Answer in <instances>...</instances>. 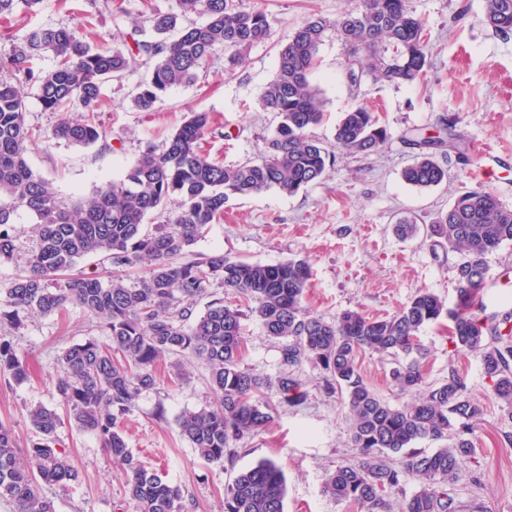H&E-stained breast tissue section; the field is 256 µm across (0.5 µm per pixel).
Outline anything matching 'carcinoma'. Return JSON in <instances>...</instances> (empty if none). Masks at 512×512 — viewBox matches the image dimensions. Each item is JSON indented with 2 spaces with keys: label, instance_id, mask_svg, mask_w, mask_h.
<instances>
[{
  "label": "carcinoma",
  "instance_id": "obj_1",
  "mask_svg": "<svg viewBox=\"0 0 512 512\" xmlns=\"http://www.w3.org/2000/svg\"><path fill=\"white\" fill-rule=\"evenodd\" d=\"M40 2L0 0V16L20 9L31 12ZM484 7L495 32L512 34V0H484ZM192 14L204 21H190ZM146 23L150 36L137 24L119 47L88 45L81 36L82 23L32 28L21 42L0 50V262L14 257L20 215L32 224L36 239L26 274L0 297V324L18 328L28 316L62 314L71 306L98 320L107 341L89 338L65 348L59 357L65 375L55 391L76 428L94 433L112 454L139 512L186 509L182 487L147 469L121 431L138 397L159 384V358L189 354L208 369L217 405L185 410L176 419L180 435L200 458L231 460L234 442L270 425L273 408L264 389L271 380L241 367L249 313L267 336L281 342L283 364L319 369L326 393L343 400L359 460L341 463L326 476L325 495L354 503L361 512H392V494L413 482L416 490L404 499L401 512H459L454 486L472 457V435L483 408L470 398L465 379L454 369L441 383H425L419 333L448 318L455 349L479 359L512 420V314L500 320L478 315L488 256L512 242V210L489 192L465 190L426 227L427 237L445 240L460 255L453 308L419 289L385 317L345 309L328 322L305 306L311 270L302 259L267 265L218 252L180 260L210 225L223 219L231 200L272 189L294 195L323 179L333 165L334 156L312 135L325 116L311 74L327 31H336L350 53L351 85L359 86L367 75L413 85L424 82L429 68L423 22L408 0H359L356 9L334 22L311 16L280 44L275 75L260 93L263 109L278 118L260 159L226 166L209 158L201 141L211 128L210 117L192 112L163 151L145 150L122 179L68 204L27 163L33 136L25 122V85L36 86L44 111L67 113L53 129L55 138L90 147L107 143L106 130L93 121L102 106L101 86L122 78L130 58L153 62L150 77L137 86L133 98L137 109L150 111L169 89L195 83L216 50H224L233 66L272 37L265 11L246 7L242 0H175L171 11L153 12ZM45 54L53 57L54 66L43 71L36 60ZM74 105L79 113L71 116ZM387 139V130L361 104L344 112L336 125V144L348 154L374 153ZM416 145L420 152L402 178L418 188L448 180L433 148L465 151L451 128L446 142L427 137ZM168 204L179 210L175 226L149 228V216ZM89 254L101 255L109 265L108 279L97 272H74ZM137 265L146 266V273L126 284L121 273ZM213 284L224 288L223 295L213 298L203 314L193 315L192 301ZM366 351L391 365L394 387L417 392L413 400L393 406L368 386L358 364ZM0 376L17 383L28 379L27 359L2 338ZM277 385L284 401L300 404L302 394L293 377L282 376ZM27 417L37 440L25 460L19 458L11 427L0 422V499L13 502L17 512H56L43 486L66 487L78 480V470L54 448L58 413L38 405ZM424 440L444 445L426 453L416 448ZM285 497L281 468L263 459L227 485L224 512H284Z\"/></svg>",
  "mask_w": 512,
  "mask_h": 512
}]
</instances>
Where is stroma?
I'll use <instances>...</instances> for the list:
<instances>
[{
  "label": "stroma",
  "mask_w": 512,
  "mask_h": 512,
  "mask_svg": "<svg viewBox=\"0 0 512 512\" xmlns=\"http://www.w3.org/2000/svg\"><path fill=\"white\" fill-rule=\"evenodd\" d=\"M244 2L265 8L272 39L254 46L244 63L232 70L224 67L223 51H216L206 77L171 89L149 112L132 103L149 66L144 59L132 60L121 79L108 81L101 89L103 107L97 120L108 134L107 145L79 147L54 139L51 131L59 113L43 111L36 87L26 86V121L38 136L28 154L33 171L52 180L64 201L90 196L119 179L146 148L162 149L189 112L209 113L214 132L206 136L204 148L212 158L228 166L257 159L264 137L277 125L274 114L261 108L258 94L275 74L280 43L309 16L333 20L352 10L357 0ZM171 4L172 0H115L107 8L85 0L84 9L93 15L85 40L94 46L121 45L145 9L165 12ZM410 6L429 40L425 84L368 78L360 86H350L348 53L335 32H327L312 76L326 114L314 134L335 151L334 165L324 179L296 195L269 190L231 201L223 220L211 225L194 245L196 256L221 251L265 264L307 260L312 276L306 304L328 321L348 308L370 316L391 314L419 288L428 289L446 306H455L453 267L458 254L449 251L447 243L435 244L423 235L401 239L395 226L404 217L415 218L422 226L431 224L466 188L490 192L512 210V34L495 33L487 25L484 0H410ZM79 22L69 0H41L35 12L20 11L0 19V46L21 41L35 26ZM358 102L373 110L388 133L384 146L367 156L338 151L334 138L340 116ZM450 126L469 148L468 161H461L455 152L440 151L436 158L448 169L447 183L420 190L404 182L401 173L418 152L416 139L445 136ZM488 265L482 313L499 318L512 311V243L493 252ZM245 327L243 367L273 381L285 374L299 379L302 404H284L273 384L265 391L274 408L272 423L238 442L233 462H205L180 436L175 419L183 410L213 404L206 367L191 356L177 360L167 356L159 363L160 371L171 373L177 361L186 378L139 397L125 419L129 449L147 469L183 488L193 503L191 512H224L225 487L239 471L264 458L276 461L285 474V512H356L321 492L327 472L358 457L341 398L325 394L318 369L307 364L284 366L279 342L265 335L256 318H248ZM97 333L95 320L76 308L64 317L34 316L18 329L0 331V337L10 340L31 364L27 381L0 377V421L12 426L18 450H26L35 438L28 409L59 405L54 386L61 351ZM420 340L427 383L442 382L449 369H456L470 397L483 408L472 436L473 457L456 486L458 500L483 512H512V445L503 440L512 433V421L505 418L478 359L455 350L447 321L425 326ZM359 361L365 381L378 394L394 405L410 401V394L391 385L386 362L368 353ZM160 407L166 411L162 421L156 417ZM56 447L71 457L79 472L77 482L69 486L46 487L56 512H139L117 464L93 433L61 424Z\"/></svg>",
  "instance_id": "obj_1"
}]
</instances>
